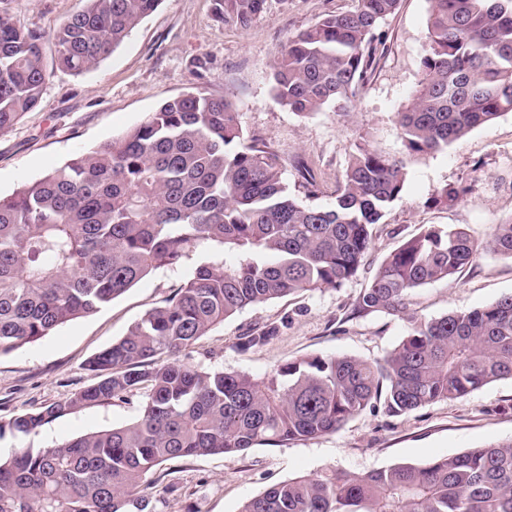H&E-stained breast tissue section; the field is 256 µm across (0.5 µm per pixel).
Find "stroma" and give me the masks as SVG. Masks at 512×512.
Wrapping results in <instances>:
<instances>
[{
	"instance_id": "stroma-1",
	"label": "stroma",
	"mask_w": 512,
	"mask_h": 512,
	"mask_svg": "<svg viewBox=\"0 0 512 512\" xmlns=\"http://www.w3.org/2000/svg\"><path fill=\"white\" fill-rule=\"evenodd\" d=\"M85 0H8L16 24L48 34ZM354 0H266L249 26L219 19L213 0H162L92 71L72 74L48 65L41 100L0 131V195L51 173L78 155L125 136L161 104L194 91L233 104L244 137L265 143L281 164L289 195L331 206L356 144L391 155L403 147L397 114L422 77L429 0H401L382 21L384 50L353 108L299 116L273 89L271 64L289 38ZM401 198L373 228V244L357 277L340 288L302 292L249 307L214 326L183 352L184 362L266 377L312 355L382 359L407 334V323L384 313H355L357 298L382 260L427 224L463 225L487 236L512 219V112L474 128L447 148L408 158ZM468 185L456 203L430 200L444 185ZM184 274L159 269L97 312L62 324L34 343L0 353V424L66 400L92 384L88 361L123 338L146 312L179 287ZM512 294V261L491 253L464 272L413 290L410 311L425 318L470 311ZM266 344L241 350L243 336L265 328ZM144 390L84 406L37 434H0V453L49 448L135 419ZM512 437V380L492 382L464 399L439 401L400 417L365 410L336 433L244 454L186 457L160 466L145 494L154 512H240L273 484L327 469L367 473Z\"/></svg>"
}]
</instances>
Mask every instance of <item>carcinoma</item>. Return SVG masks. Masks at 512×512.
I'll list each match as a JSON object with an SVG mask.
<instances>
[{"instance_id":"obj_1","label":"carcinoma","mask_w":512,"mask_h":512,"mask_svg":"<svg viewBox=\"0 0 512 512\" xmlns=\"http://www.w3.org/2000/svg\"><path fill=\"white\" fill-rule=\"evenodd\" d=\"M49 35L0 9V130L41 98L43 45L55 66L95 69L162 0H86ZM288 40L274 91L297 115L349 110L376 63L381 20L400 0H355ZM423 78L397 113L406 154L438 151L512 112V0H429ZM266 0H215L246 26ZM403 159L356 145L330 207L288 195L275 154L245 140L224 98L187 92L126 136L0 196V351L90 315L159 268L183 269L175 294L93 356L94 384L0 426L29 436L61 414L146 390L140 415L52 448L0 457V512H147L142 492L162 464L243 454L338 431L366 409L400 417L512 379V295L426 319L406 297L485 252L512 259V220L481 241L462 226L427 224L391 252L355 310L402 315L406 337L383 359L315 355L258 380L187 365L180 354L249 307L300 291L340 288L371 249V227L401 197ZM466 188L445 186L446 206ZM239 252L233 268L218 254ZM241 512H512V439L365 474L292 477Z\"/></svg>"}]
</instances>
